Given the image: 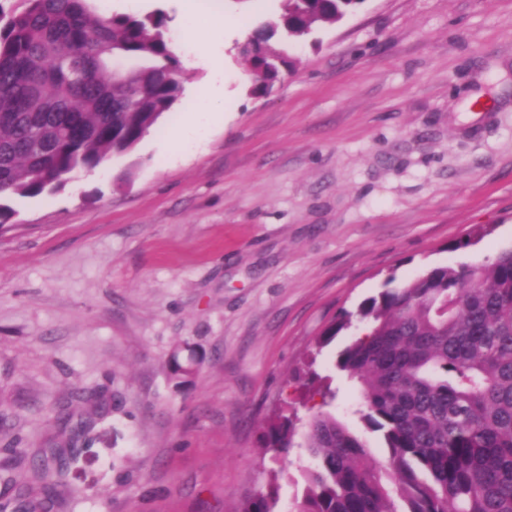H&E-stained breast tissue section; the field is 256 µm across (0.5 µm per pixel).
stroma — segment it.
<instances>
[{"instance_id":"stroma-1","label":"stroma","mask_w":512,"mask_h":512,"mask_svg":"<svg viewBox=\"0 0 512 512\" xmlns=\"http://www.w3.org/2000/svg\"><path fill=\"white\" fill-rule=\"evenodd\" d=\"M283 0H142L204 35L240 10L224 117L182 156L164 149L207 74L176 27L171 112L126 155L62 189L12 199L0 225V461L82 431L68 496L47 512H239L276 487L293 512L312 462L261 450L283 408H330L385 459L336 360L315 342L341 311L425 270L512 248V0H364L287 48L292 70L248 91L240 47ZM487 235L451 250L479 228ZM193 361L180 382L172 359ZM69 414L67 426L58 408Z\"/></svg>"}]
</instances>
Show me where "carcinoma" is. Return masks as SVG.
<instances>
[{"label": "carcinoma", "mask_w": 512, "mask_h": 512, "mask_svg": "<svg viewBox=\"0 0 512 512\" xmlns=\"http://www.w3.org/2000/svg\"><path fill=\"white\" fill-rule=\"evenodd\" d=\"M359 3L286 0L279 33L297 40ZM258 31L250 93L265 94L278 72L264 58L286 50L271 44L273 28ZM180 91L161 12L104 18L90 0H15L7 12L0 3V199L54 192L67 175L131 151ZM356 323L365 333L337 368L359 383L356 413L379 433L389 469L322 410L303 435L313 467L294 512H512V249L386 288L342 312L318 345ZM296 434L293 417L280 414L263 448L286 458ZM78 442L50 449L58 468L35 467L37 487L18 488L14 512H39L62 495L59 476ZM276 497L271 487L240 512H272Z\"/></svg>", "instance_id": "carcinoma-1"}]
</instances>
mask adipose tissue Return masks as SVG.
<instances>
[{"label":"adipose tissue","instance_id":"ef3b65f1","mask_svg":"<svg viewBox=\"0 0 512 512\" xmlns=\"http://www.w3.org/2000/svg\"><path fill=\"white\" fill-rule=\"evenodd\" d=\"M181 31L184 38L195 44V58L208 71V83L200 96L196 112L185 122L172 130L170 147L173 151H182L187 144L199 135L212 121L218 118L219 109L225 96L224 53L214 48L210 41L200 39L197 25L191 18H183Z\"/></svg>","mask_w":512,"mask_h":512}]
</instances>
